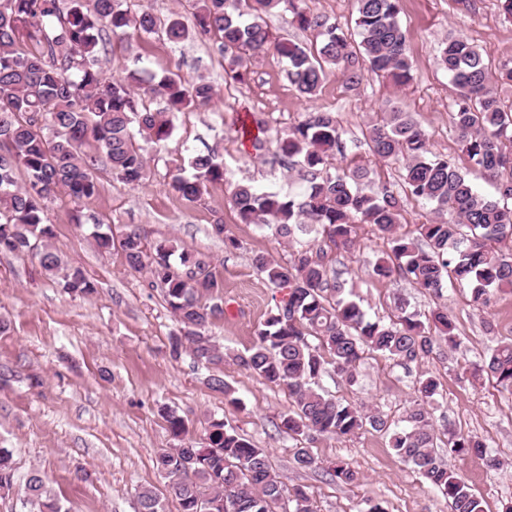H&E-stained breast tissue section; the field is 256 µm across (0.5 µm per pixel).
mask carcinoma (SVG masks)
Wrapping results in <instances>:
<instances>
[{"mask_svg": "<svg viewBox=\"0 0 512 512\" xmlns=\"http://www.w3.org/2000/svg\"><path fill=\"white\" fill-rule=\"evenodd\" d=\"M359 44L338 23L312 12L305 0H184L183 10L157 14L141 0H0V252L30 254L46 274L74 296L95 293V283L79 267L66 265L45 218L46 202L62 193L74 204L96 195L94 170L105 159L113 178L137 187L149 168L144 144L160 146L174 130L176 114L210 105L216 88L206 79L187 82L177 73L150 74L137 66L122 78L103 68L104 35L131 41L157 35L178 46L190 38L212 45L221 58L224 79L243 83L248 64L274 52L287 66L299 94L316 95L328 75L337 73L351 88L369 76L404 86L412 79L400 23V0H352ZM278 12L285 23L309 31L303 47L272 39L266 16ZM440 60L457 89L452 128L462 152L483 169L495 196L481 193L446 156L431 152L424 131L395 108L367 130V145L381 160H406V194L433 206L437 217L419 224L416 235L398 233L402 199L387 184L365 190L369 171L345 156L339 121L331 112H310L276 139V150L304 172L308 187L301 198H287L252 183L235 186L232 202L243 224L274 228L288 241L291 259L282 264L258 255L254 264L266 282L283 291L274 314L238 364L264 381L288 388L292 408L280 428L305 442L293 461L303 470L319 468L306 442L317 436L345 437L369 427L390 436V446L413 466L422 483L442 495L450 512H484V501L466 480L450 470L437 448L450 456L485 455L476 434L450 425L438 442L425 405L440 394L439 379L418 381L419 400L403 424L377 410L344 403L317 389L332 366L355 384L357 367L369 353L403 365L444 349H456L457 326L445 307L421 320L403 298L388 319H371L330 276L328 254L354 247L357 226L370 224L389 244L372 274L402 279L440 297L449 285L467 286L471 301L486 304L492 295L512 293V107H505L495 86L512 82V64L494 69L468 40L450 37ZM93 143L96 153L83 151ZM193 173L168 170L169 186L189 202L202 200L207 186L224 180V155L218 148L193 154ZM91 236L99 249L119 246L129 270L146 272L161 289L177 323L171 336L175 356L188 352L197 363H224V350L205 335L224 315L223 281L211 262L171 242L151 244L137 230L115 239L112 227L95 222ZM512 392V341L490 349L473 370ZM208 385L238 403L219 375ZM168 429L179 439L183 418L164 411ZM156 467L173 491L179 512H318L304 486L288 489L269 452L226 427L209 425L205 445L169 448ZM329 480L353 485L359 472L344 460L325 470ZM18 477L10 448H0V498L15 493ZM139 512H164L151 487L137 490ZM23 505L30 512H62V506L36 471L23 480Z\"/></svg>", "mask_w": 512, "mask_h": 512, "instance_id": "obj_1", "label": "carcinoma"}]
</instances>
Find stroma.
<instances>
[{"label":"stroma","instance_id":"obj_1","mask_svg":"<svg viewBox=\"0 0 512 512\" xmlns=\"http://www.w3.org/2000/svg\"><path fill=\"white\" fill-rule=\"evenodd\" d=\"M400 22L412 80L397 87L375 77L349 89L330 76L316 96L302 97L286 76L285 65L268 56L252 65L245 83L229 84L211 45L189 40L172 47L162 39L136 40L131 51L107 46V76H124L133 55H141L150 72L179 74L192 81L206 77L219 89L207 107L181 114L173 137L162 146L147 145L150 177L132 188L112 176L107 164L97 171L99 191L83 201L84 214L112 225L116 232L139 229L148 242L175 240L180 249L205 256L224 282V314L208 328L224 349V361L205 367L189 355L173 358L169 335L175 322L160 289L143 273L130 271L120 252L100 250L88 227L76 226L67 197L48 203L56 246L67 264L81 267L96 284L92 296L65 293L29 256L0 253V317L11 323L0 335V447L14 451L19 476L39 472L60 498L66 512H138L139 487H154L166 512L179 505L155 458L177 447L162 415L170 409L188 427L186 442H204L211 419L266 448L286 486L304 485L319 512H360L364 500L382 501L388 512H448L444 498L423 486L419 476L389 446L383 433L370 429L349 437H320L310 448L319 461H349L361 474L354 486L326 482L320 471L296 468L295 442L278 429L290 407L286 388L268 384L234 360L254 341L281 294L253 265L258 254L280 263L290 260L288 245L272 230L240 223L231 204L235 184L250 182L284 195L300 193L305 182L298 169L283 165L270 144L263 151L244 142L238 115L267 120V137L304 119L307 113H335L344 131L348 158L365 165L371 183L399 184L404 164L374 157L366 144L367 127L388 105L411 113L426 133L432 152L454 158L469 179L489 191L483 172L469 166L450 123L456 88L439 60L448 36L468 39L490 65L512 60V18L497 0H402ZM220 145L226 177L210 184L199 202L172 191L166 171L193 151ZM223 217L226 247L211 233ZM388 244L367 224L357 228L355 250L329 258L345 289L367 317L383 318L395 297L424 315L435 304L447 306L456 320L461 346L445 357L430 356L401 366L379 355L365 359L358 381L348 385L336 372L324 373L320 387L331 397L362 405L400 421L413 405L421 375L439 378L442 387L431 405L436 430L454 424L483 437L486 458L455 457L447 464L485 501L486 512H502L512 500V394L491 381L475 383L474 363L497 341L512 339V293L494 296L488 306L475 305L465 287L444 289L442 299L418 292L404 281L376 279L369 265ZM495 321L487 333L485 321ZM218 373L234 389L239 405L207 384Z\"/></svg>","mask_w":512,"mask_h":512}]
</instances>
